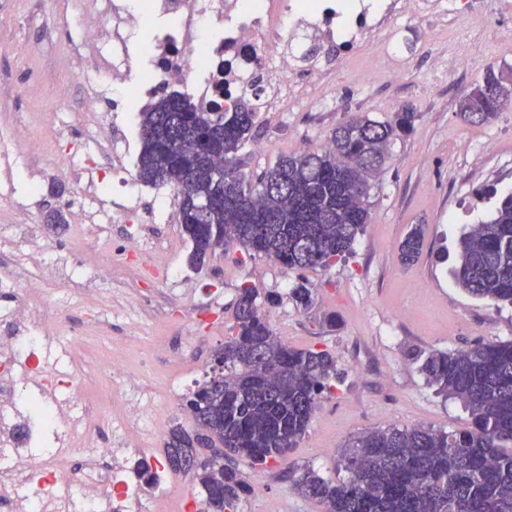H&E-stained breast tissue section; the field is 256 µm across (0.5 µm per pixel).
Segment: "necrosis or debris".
<instances>
[{"instance_id": "4bbe7bcc", "label": "necrosis or debris", "mask_w": 512, "mask_h": 512, "mask_svg": "<svg viewBox=\"0 0 512 512\" xmlns=\"http://www.w3.org/2000/svg\"><path fill=\"white\" fill-rule=\"evenodd\" d=\"M99 11L112 16V49L101 52L93 68L112 74L114 94L147 98L157 89L180 87L208 108L219 97L257 96L261 111L278 112L292 102V78L303 40L337 44L342 65H349L351 48L366 44L376 54L395 60L391 78H400V54L388 35L398 19L425 21L427 39L447 37L454 50L444 62L450 70L471 66V48L457 39L460 20L480 17L477 0H94ZM174 16L173 26L142 29L144 17L155 12ZM13 328L0 333V453L11 465L0 470V502L7 512H162L142 496L143 482L126 476V449L101 445V416L93 405L100 399L84 384L66 383L63 399L43 405L50 427H60L69 444L85 448L81 463L62 448L41 456L17 450L18 413L27 386L42 382L44 365L29 355L49 344L39 331L27 330L29 315L22 307L6 313ZM113 382L122 386L111 407L112 432L126 436L130 426L159 435L154 399L141 397L125 363L110 362ZM114 488L110 502L98 491Z\"/></svg>"}]
</instances>
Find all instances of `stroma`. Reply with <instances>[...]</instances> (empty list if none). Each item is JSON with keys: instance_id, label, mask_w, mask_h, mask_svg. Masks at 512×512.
<instances>
[{"instance_id": "stroma-1", "label": "stroma", "mask_w": 512, "mask_h": 512, "mask_svg": "<svg viewBox=\"0 0 512 512\" xmlns=\"http://www.w3.org/2000/svg\"><path fill=\"white\" fill-rule=\"evenodd\" d=\"M485 23L461 26L459 35L480 55L470 70L434 75L444 44L428 43L423 23L396 26V46L412 61L404 77L387 80L385 67L367 68L368 51L357 47L349 70H341L320 99L281 112H261L253 138L237 156L243 171L257 176L281 157L318 150L349 115L362 113L393 120L403 106L418 114L412 132L391 145L383 169L371 180V221L352 250L329 268L295 272L279 263L249 255L242 247L216 251L199 269L188 263L189 244L180 227L179 199L168 185L139 184L137 208L147 231L171 246L172 272L156 270L136 277L125 271V248L136 247L129 227L101 223L116 215L123 194L112 188L120 164L136 167L140 149L141 102L113 106L112 91L93 70L84 68L90 53L86 27L111 31L112 22L90 11L87 0H0V41L26 44L30 55L0 52V224L37 225L51 243L47 260L71 263L80 257L84 270L67 303L50 285L28 296L17 287L0 291V309L25 306L36 329L67 344L59 323L86 327L95 335V356L73 372L91 392L111 390L104 357L117 348L140 385L152 392L163 429H193L194 420L180 404L167 400L173 379L191 391L213 364V354L231 332L240 288H256L272 297L264 312L276 336L297 348L332 354L338 378L295 448L265 472L245 458L235 462L247 490L241 512H322L314 500L292 489L288 469H314L338 479V452L365 430L424 425L446 432L468 429L463 404L437 395L410 358L411 352L454 350L477 341L512 339V307L476 299L459 288L451 274L457 242L471 225L491 217L494 204L476 189L496 185L512 190V110L488 124L475 125L459 114V100L487 67L512 69V58L488 53L495 32L512 30V15L487 7ZM67 96L57 100V79ZM128 127L125 160L90 149L88 132L100 122ZM501 146L491 166L481 156L486 142ZM74 164L57 170L58 158ZM425 232L423 253L411 265L399 261V245L414 228ZM109 235L113 250L99 247ZM109 263L107 280L92 279L95 267ZM306 281L316 304L302 311L290 293ZM166 346L182 352L184 365L173 367L152 351ZM169 512H193L204 496L192 476L162 472Z\"/></svg>"}]
</instances>
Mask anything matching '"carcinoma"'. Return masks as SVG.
<instances>
[{
    "label": "carcinoma",
    "mask_w": 512,
    "mask_h": 512,
    "mask_svg": "<svg viewBox=\"0 0 512 512\" xmlns=\"http://www.w3.org/2000/svg\"><path fill=\"white\" fill-rule=\"evenodd\" d=\"M511 108L512 74L492 66L459 101L471 124L490 123ZM257 111L251 98L203 110L184 93L158 97L138 113L137 177L176 189L193 267L235 242L289 270L327 269L369 224L368 177L385 163L391 142L414 129L417 113L407 105L391 122L354 115L333 130L327 149L282 157L252 179L236 154L253 136ZM209 156L224 165V177L204 171ZM476 196L495 198L494 212L461 236L453 276L471 296L512 306V191L485 185ZM205 199L219 204L203 208ZM423 246L416 227L400 244V262H416ZM291 296L304 310L314 305L304 282ZM234 319L235 335L215 351L212 374L185 397L196 429L175 426L165 443V467L193 475L205 502L222 512H235L245 488L229 461L244 456L259 472L271 468L306 432L337 375L327 352L297 349L274 335L256 289H240ZM412 360L437 393L462 402L471 430L366 431L339 452L345 478L335 482L306 468L288 480L325 512H512V451H503L512 445V341L415 352ZM133 473L157 484L145 459Z\"/></svg>",
    "instance_id": "cac0c4a2"
}]
</instances>
